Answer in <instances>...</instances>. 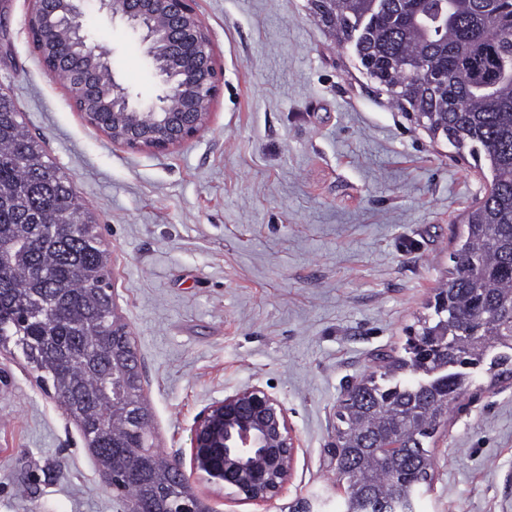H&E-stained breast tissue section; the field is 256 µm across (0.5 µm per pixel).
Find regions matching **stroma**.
<instances>
[{"instance_id":"1","label":"stroma","mask_w":512,"mask_h":512,"mask_svg":"<svg viewBox=\"0 0 512 512\" xmlns=\"http://www.w3.org/2000/svg\"><path fill=\"white\" fill-rule=\"evenodd\" d=\"M31 8L0 0V92L98 219L156 448L189 464L196 418L264 388L298 439L290 478L269 502L199 474L195 493L214 512H341L336 407L428 314L481 175L364 74L312 0H195L223 78L206 129L163 153L113 145L77 111ZM83 26L117 82L159 94L139 32L95 0ZM433 460L418 512H512V378L476 373ZM123 508L58 397L0 346V512Z\"/></svg>"}]
</instances>
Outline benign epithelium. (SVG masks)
Segmentation results:
<instances>
[{
    "mask_svg": "<svg viewBox=\"0 0 512 512\" xmlns=\"http://www.w3.org/2000/svg\"><path fill=\"white\" fill-rule=\"evenodd\" d=\"M99 9L143 33L146 55L161 93L146 105L112 82V144L164 152L198 136L208 124L220 71L208 28L194 0H96ZM95 66L109 68L103 47L81 40ZM172 98L182 100L170 111ZM297 438L283 405L258 386L243 388L206 408L196 419L191 469L238 489L246 501L267 502L291 476Z\"/></svg>",
    "mask_w": 512,
    "mask_h": 512,
    "instance_id": "7a95c632",
    "label": "benign epithelium"
}]
</instances>
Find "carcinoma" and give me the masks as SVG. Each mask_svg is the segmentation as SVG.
Wrapping results in <instances>:
<instances>
[{
  "label": "carcinoma",
  "instance_id": "cac0c4a2",
  "mask_svg": "<svg viewBox=\"0 0 512 512\" xmlns=\"http://www.w3.org/2000/svg\"><path fill=\"white\" fill-rule=\"evenodd\" d=\"M42 11L28 19L33 43L79 104L78 63L52 55L71 33L42 27ZM316 15L403 111L488 173L407 356L336 411L342 512H417L433 481L431 444L475 372L512 376V0H319ZM112 306L96 216L0 93V345L14 343L52 385L119 495L178 512L191 487L177 462L141 453L131 413L113 422V392H136L125 368L137 350L112 345Z\"/></svg>",
  "mask_w": 512,
  "mask_h": 512
}]
</instances>
